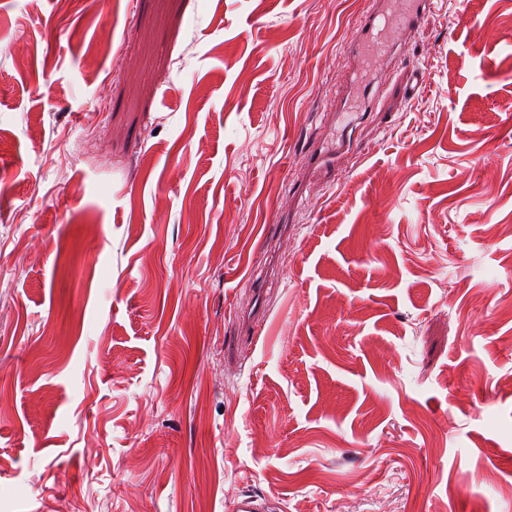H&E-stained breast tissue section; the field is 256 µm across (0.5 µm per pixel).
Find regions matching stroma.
<instances>
[{
    "label": "stroma",
    "mask_w": 512,
    "mask_h": 512,
    "mask_svg": "<svg viewBox=\"0 0 512 512\" xmlns=\"http://www.w3.org/2000/svg\"><path fill=\"white\" fill-rule=\"evenodd\" d=\"M367 9L0 0V512H512V0ZM433 0H389L373 7L360 22L355 44L358 69H364L387 55L394 40L418 27L431 16Z\"/></svg>",
    "instance_id": "stroma-1"
}]
</instances>
